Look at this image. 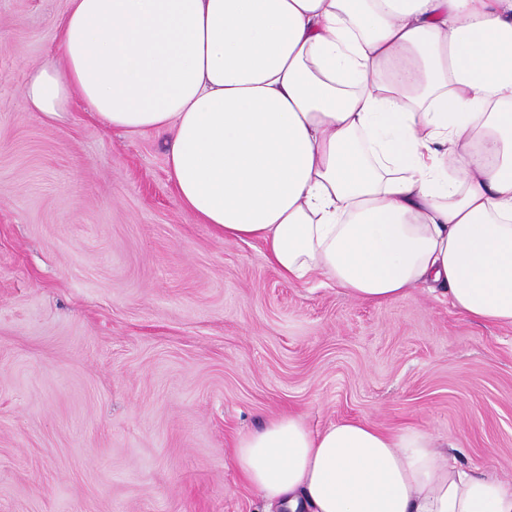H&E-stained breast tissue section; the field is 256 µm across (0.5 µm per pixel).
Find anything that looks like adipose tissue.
Instances as JSON below:
<instances>
[{"mask_svg":"<svg viewBox=\"0 0 512 512\" xmlns=\"http://www.w3.org/2000/svg\"><path fill=\"white\" fill-rule=\"evenodd\" d=\"M21 94L174 129L180 204L288 281L512 327V0H68ZM232 461L268 512H512L415 428L288 412Z\"/></svg>","mask_w":512,"mask_h":512,"instance_id":"1","label":"adipose tissue"}]
</instances>
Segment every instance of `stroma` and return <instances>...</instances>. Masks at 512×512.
<instances>
[{"mask_svg": "<svg viewBox=\"0 0 512 512\" xmlns=\"http://www.w3.org/2000/svg\"><path fill=\"white\" fill-rule=\"evenodd\" d=\"M66 8L0 0V512H262L231 445L288 410L512 479V327L289 282L179 203L171 132L29 111Z\"/></svg>", "mask_w": 512, "mask_h": 512, "instance_id": "1", "label": "stroma"}]
</instances>
